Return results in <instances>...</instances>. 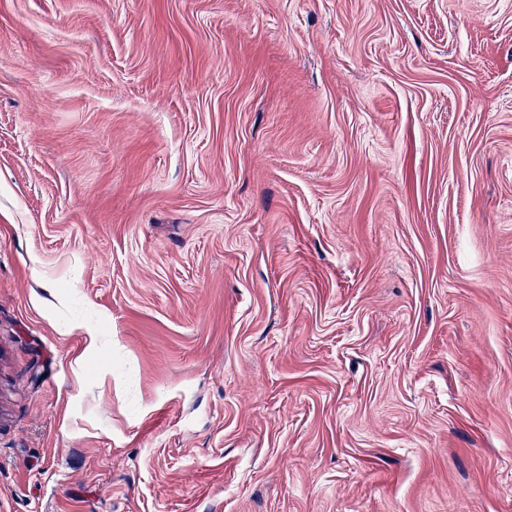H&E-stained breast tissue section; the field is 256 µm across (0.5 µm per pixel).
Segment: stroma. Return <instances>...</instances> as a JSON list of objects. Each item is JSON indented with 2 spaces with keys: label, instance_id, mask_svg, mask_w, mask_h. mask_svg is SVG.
<instances>
[{
  "label": "stroma",
  "instance_id": "obj_1",
  "mask_svg": "<svg viewBox=\"0 0 512 512\" xmlns=\"http://www.w3.org/2000/svg\"><path fill=\"white\" fill-rule=\"evenodd\" d=\"M0 512H512V0H0Z\"/></svg>",
  "mask_w": 512,
  "mask_h": 512
}]
</instances>
